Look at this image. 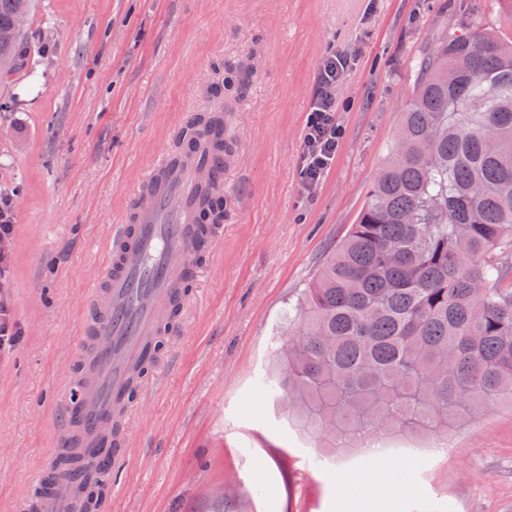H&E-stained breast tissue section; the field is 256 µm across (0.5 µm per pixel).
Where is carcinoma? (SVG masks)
I'll use <instances>...</instances> for the list:
<instances>
[{"label": "carcinoma", "mask_w": 512, "mask_h": 512, "mask_svg": "<svg viewBox=\"0 0 512 512\" xmlns=\"http://www.w3.org/2000/svg\"><path fill=\"white\" fill-rule=\"evenodd\" d=\"M33 0H0V73L27 65ZM224 109L179 131L173 156L224 169ZM197 223L224 207L221 181L196 190ZM512 36L443 33L415 66L409 102L356 223L288 315L278 399L334 453L512 408ZM66 447L51 484L87 508L102 480Z\"/></svg>", "instance_id": "1"}]
</instances>
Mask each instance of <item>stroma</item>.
<instances>
[{
  "label": "stroma",
  "instance_id": "stroma-1",
  "mask_svg": "<svg viewBox=\"0 0 512 512\" xmlns=\"http://www.w3.org/2000/svg\"><path fill=\"white\" fill-rule=\"evenodd\" d=\"M512 35V0H36L34 65L0 77V192L16 234L0 286L22 331L0 354V512L65 439L104 269L147 168L224 86V236L121 419V465L93 512H512V408L318 460L266 380L288 305L355 223L388 157L417 56L448 30ZM344 136L312 190L302 130L331 52ZM350 479L362 495L344 498Z\"/></svg>",
  "mask_w": 512,
  "mask_h": 512
}]
</instances>
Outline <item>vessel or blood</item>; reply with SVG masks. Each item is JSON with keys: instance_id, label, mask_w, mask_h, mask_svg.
Segmentation results:
<instances>
[{"instance_id": "vessel-or-blood-1", "label": "vessel or blood", "mask_w": 512, "mask_h": 512, "mask_svg": "<svg viewBox=\"0 0 512 512\" xmlns=\"http://www.w3.org/2000/svg\"><path fill=\"white\" fill-rule=\"evenodd\" d=\"M199 178L193 165L173 167L167 155L152 164L135 191L131 221L113 232L109 260L91 287L95 313L85 333L93 342L94 377L64 390L61 401L70 426L85 433L86 459L104 473L113 461L103 454L110 445L103 431L130 407V367L156 335L161 311L187 281H198L199 248H212L224 233L222 225L212 224L205 237L197 235L193 196ZM62 501L45 484L29 492L26 507L53 512Z\"/></svg>"}]
</instances>
